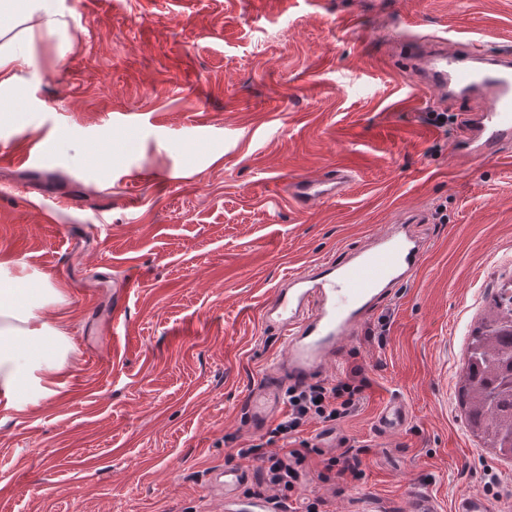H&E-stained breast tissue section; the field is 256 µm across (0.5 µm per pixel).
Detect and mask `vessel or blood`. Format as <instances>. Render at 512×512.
<instances>
[{"mask_svg": "<svg viewBox=\"0 0 512 512\" xmlns=\"http://www.w3.org/2000/svg\"><path fill=\"white\" fill-rule=\"evenodd\" d=\"M421 83L436 99L480 97L485 106L470 117L462 145L471 159H485L512 143V56L489 54L461 42L442 43ZM349 178L344 168L322 178L295 179L290 196L301 206L342 194ZM427 250L424 240L408 234L401 222L393 225L349 258L322 260L289 274L272 290L261 308L265 327L276 330L284 352L272 358L263 382L242 404L247 426L265 429L280 408L288 387L313 382L335 364L336 356L365 323L391 285L410 280ZM408 419L404 403L391 400L378 422L387 431L402 429ZM235 467L224 469V501L235 505L247 482ZM452 512H492L480 494L460 492Z\"/></svg>", "mask_w": 512, "mask_h": 512, "instance_id": "b4317fda", "label": "vessel or blood"}]
</instances>
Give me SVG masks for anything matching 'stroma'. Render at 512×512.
Wrapping results in <instances>:
<instances>
[{
  "label": "stroma",
  "instance_id": "obj_1",
  "mask_svg": "<svg viewBox=\"0 0 512 512\" xmlns=\"http://www.w3.org/2000/svg\"><path fill=\"white\" fill-rule=\"evenodd\" d=\"M53 4L23 121L0 117V261L64 285L75 351L58 395L0 418V512H225V467L262 465L238 449L284 446L241 415L282 349L262 303L398 219L427 252L325 374L366 388L352 415L304 426L301 492L325 512H404L412 491L451 512L463 490L512 512V461L458 396L467 345L512 282V145L460 161L480 101L445 102L436 127L411 76L439 37L512 49V0ZM334 167L353 176L344 194L290 199L291 180ZM118 302L126 324L95 360ZM393 398L408 421L385 432ZM351 446L360 477L322 480Z\"/></svg>",
  "mask_w": 512,
  "mask_h": 512
}]
</instances>
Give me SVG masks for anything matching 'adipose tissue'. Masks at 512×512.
<instances>
[{
  "mask_svg": "<svg viewBox=\"0 0 512 512\" xmlns=\"http://www.w3.org/2000/svg\"><path fill=\"white\" fill-rule=\"evenodd\" d=\"M52 0H0V101L23 94L21 72L36 37L58 29ZM66 296L42 274L16 275L0 261V410L30 414L59 392L73 350L49 317Z\"/></svg>",
  "mask_w": 512,
  "mask_h": 512,
  "instance_id": "ef3b65f1",
  "label": "adipose tissue"
}]
</instances>
